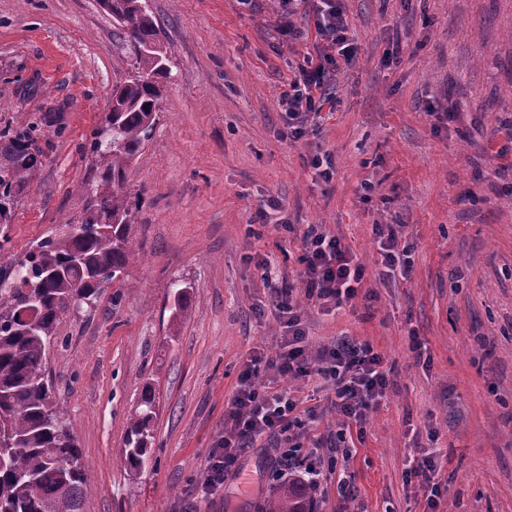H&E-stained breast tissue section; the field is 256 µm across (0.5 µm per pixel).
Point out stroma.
Here are the masks:
<instances>
[{
	"instance_id": "35a3bbf8",
	"label": "stroma",
	"mask_w": 512,
	"mask_h": 512,
	"mask_svg": "<svg viewBox=\"0 0 512 512\" xmlns=\"http://www.w3.org/2000/svg\"><path fill=\"white\" fill-rule=\"evenodd\" d=\"M357 58L337 73L317 131L281 137L279 96L312 51L314 19L277 0H147L171 75L151 139L128 171L143 201L124 279L66 312L46 375L89 474L83 512H255L278 488L276 441L259 438L240 476L199 496L209 453L250 354L287 333L277 288L295 285L310 353L343 336L381 354L391 385L348 460L318 376L286 383L317 417L300 455L325 479L313 512H336L341 472L356 512H427L409 476L441 451L436 512H512V0H340ZM133 55L100 0H0V129L53 111L42 165L0 229V257L26 253L79 219L90 142ZM453 103L456 117L438 119ZM330 154L322 180L313 155ZM364 264L354 304L308 300L299 283L307 225ZM394 224L407 278L380 275L374 227ZM190 284L173 317L174 281ZM425 345L422 356L412 339ZM157 418L150 460L123 461L145 385ZM281 15L284 19L281 33L283 36L288 37L290 40H298L304 37L305 33L293 25L291 17L298 13L301 6H304L303 11L306 12L305 4L310 2L309 0H280Z\"/></svg>"
}]
</instances>
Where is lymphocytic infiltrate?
Listing matches in <instances>:
<instances>
[{
	"mask_svg": "<svg viewBox=\"0 0 512 512\" xmlns=\"http://www.w3.org/2000/svg\"><path fill=\"white\" fill-rule=\"evenodd\" d=\"M314 28L325 50L314 57L305 56L280 95L286 114L285 135L291 139L307 134L311 116L320 114L332 101L328 88L336 72L356 56L349 24L336 0H321ZM375 234L386 275L407 276L408 255L399 249L392 225H376ZM301 242V284L306 296L323 305L351 304L365 276L364 266L351 249L339 237L320 232L313 225L304 230ZM293 293L290 287L277 292L276 307L287 316L288 341L275 355L252 357L242 373L231 409L224 417V438L210 455L202 494L222 488L241 454L262 435L287 442L291 449L287 469L297 466L294 451L301 446L297 431L305 426L297 414L299 403L284 388L259 390L256 379L261 367L274 369L278 377L288 379L319 375L330 385V403L343 428H363L369 412L378 408L386 396L389 378L381 356L369 343L345 337L317 354H309L301 310L293 301Z\"/></svg>",
	"mask_w": 512,
	"mask_h": 512,
	"instance_id": "f902f5d3",
	"label": "lymphocytic infiltrate"
}]
</instances>
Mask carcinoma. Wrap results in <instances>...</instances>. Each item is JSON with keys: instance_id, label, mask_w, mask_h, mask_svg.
I'll list each match as a JSON object with an SVG mask.
<instances>
[{"instance_id": "obj_1", "label": "carcinoma", "mask_w": 512, "mask_h": 512, "mask_svg": "<svg viewBox=\"0 0 512 512\" xmlns=\"http://www.w3.org/2000/svg\"><path fill=\"white\" fill-rule=\"evenodd\" d=\"M103 5L134 64L104 115L112 146L91 142L95 177L85 214L62 235L0 264V512H82L89 476L44 376L46 345L71 301L97 299L106 277L122 279L137 254L132 224L141 197L128 189V170L152 136L161 82L171 68L157 43V20L141 0ZM41 125H56L52 113L26 130L0 129V224L11 222L18 198L42 165L34 140ZM155 415V393L147 384L126 431L124 463L133 472L148 459ZM309 492L290 481L262 512H309Z\"/></svg>"}]
</instances>
